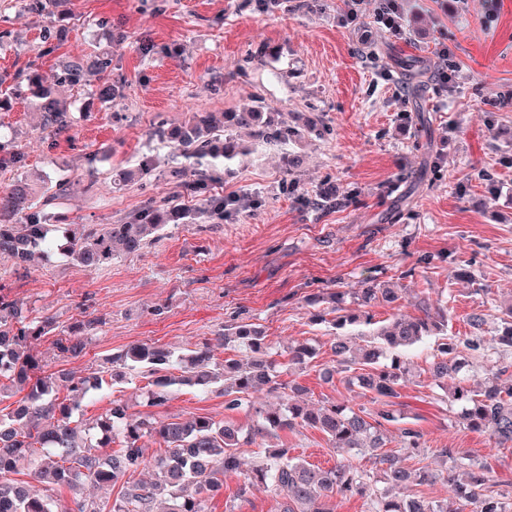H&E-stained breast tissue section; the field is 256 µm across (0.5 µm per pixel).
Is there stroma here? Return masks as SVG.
Segmentation results:
<instances>
[{
  "mask_svg": "<svg viewBox=\"0 0 512 512\" xmlns=\"http://www.w3.org/2000/svg\"><path fill=\"white\" fill-rule=\"evenodd\" d=\"M399 4L405 31L394 35L374 21L379 0H365L354 20L348 0H61L42 14L0 0V83L35 70L69 105L71 123L60 134L43 131L27 97L0 111V139L21 158L0 164V187L18 178L71 184L44 208L45 223L99 230L131 220L150 200L197 211L199 198L168 176L187 159L158 136L192 113H209L219 130L225 113L258 103L296 128L309 117L323 121L297 169L286 170L284 147L269 145L247 163L212 167L211 193L236 198L237 209L171 226L139 254L94 272L62 255L38 254L23 268L0 255V292L30 320L53 323L32 345L44 371H107L113 355L138 344L210 343L220 363L228 352L215 338L244 319L261 325L279 354L303 343L318 348L306 368L287 375L306 387L307 403L372 411L351 372L322 380L330 335L311 319L323 289L343 292L350 310L353 292L371 278L396 288L401 314L420 316L425 303L446 308L449 335L464 337L469 315L480 313L483 335H498L500 308L512 299V0ZM84 55L109 59L112 104L92 98L97 71L82 86L62 83L61 61ZM444 64L453 72L446 85L438 77ZM146 157L151 177L118 180ZM325 187L335 189L337 207L308 208L306 198ZM79 323L84 354L58 358L56 336ZM432 354L427 344L404 354L409 372L395 410L424 441L405 465L438 473L440 449L453 448L487 463L489 489L512 499L503 483L512 478V447L459 424L430 375ZM149 381L131 371L103 385L83 400L84 420L116 399L131 415L158 420L226 414L216 385L182 386L165 405L146 406ZM283 443L312 464L345 462L384 488L367 456H339L308 427L242 444L239 453L249 468L263 447ZM242 482L225 477L211 512H281V497L263 486L237 497Z\"/></svg>",
  "mask_w": 512,
  "mask_h": 512,
  "instance_id": "1",
  "label": "stroma"
}]
</instances>
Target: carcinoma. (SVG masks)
<instances>
[{"instance_id": "cac0c4a2", "label": "carcinoma", "mask_w": 512, "mask_h": 512, "mask_svg": "<svg viewBox=\"0 0 512 512\" xmlns=\"http://www.w3.org/2000/svg\"><path fill=\"white\" fill-rule=\"evenodd\" d=\"M92 66L104 70L107 63L98 58L62 62V82L70 86L82 84L85 71ZM20 79L35 98V108L42 112V127H68L67 112L53 91L40 84L35 74H22ZM240 127L257 128V140L266 145L297 144L301 139L295 128L262 118L259 105L250 112L224 113L222 134L216 132L207 113L199 112L186 126L168 132L167 137L183 147L200 167L218 162L227 166L253 152L232 134ZM184 187L201 196L203 214H222L229 207V199L211 194L200 180L188 181ZM40 214L29 184L20 181L1 190L0 253H7L22 264L36 253L58 250L96 271L120 255L140 253L168 225L191 220L190 212L152 200L132 221L111 224L99 231L75 224H45ZM354 299L365 310L343 313L339 293H325L319 301L331 304L330 312L336 317L329 320L318 313L313 315V321H328L335 329L330 348L337 368L326 370L324 375L330 378L338 369L358 366V386L371 395V401L387 406L374 413L345 404L331 403L315 409L292 402L299 386L278 382L283 373L281 363L275 359L264 330L253 323L225 326L219 345L237 350L240 356L219 364L212 361L208 346L176 353L162 347L133 345L112 357V363L129 371L145 368L153 376L151 388L145 392L147 405H164L176 386L206 390L219 385L224 392L225 409L253 414L251 423L243 426L211 417L133 419L129 406L121 400L112 401L111 408L94 423L83 422L81 402L90 391L102 387L103 377L98 373L79 378L45 373L28 344L48 334L52 323L25 321L17 304L0 295V402L11 396L12 384L28 386V393L15 407L0 409V512H101L94 502L74 497L68 503L57 496L61 487L74 493L86 482L121 484L112 512H155L159 501L164 503L162 512H208L209 499L221 487L222 477L240 470L241 440L253 443L295 426L319 430L338 452L369 456L393 485H420L433 479V475L422 467L411 470L402 466L399 456L386 450L388 439L383 429L388 425L396 427L400 448L407 452L414 454L422 448L421 431L401 425L400 416L389 406L400 397L406 372L399 350L431 337L440 343L436 344L430 372L446 389L448 401L461 407L459 423L467 429L489 433L499 445L512 442V363L494 365L497 382L480 390L457 380L462 358L459 347L480 354L512 351V303L501 310L504 328L500 335L486 338L474 333L462 341L447 342L448 315L444 310L427 308L421 317H397L378 326L366 308L377 302L395 301L394 291L369 279L354 292ZM355 330L370 337L356 350L348 341ZM53 345L61 358L76 357L85 348L84 340L75 335L60 336ZM316 356L315 346L298 344L288 348V365L305 368ZM183 367L191 368V375L175 374ZM260 385L282 390V404L267 409L254 406L250 394ZM62 388L67 391L63 398ZM146 436L162 442L165 455L150 460L141 444ZM114 443L119 444V449L106 452ZM439 454L451 467L466 469L464 480L448 481L449 496L458 504L453 509L448 508L446 500L436 504L417 496L398 498L387 490L371 492L367 474L344 464L328 468L311 464L285 444L265 449L260 464L240 485L238 496H245L250 483L257 481L284 497L283 512H333V500L356 495L370 498V512H465L468 506L470 512H512V504L505 501V496L484 493L486 464L459 456L453 448H442ZM25 463L33 466L42 484L41 492L33 493L12 478ZM150 465L156 469L155 478H135L139 469Z\"/></svg>"}]
</instances>
